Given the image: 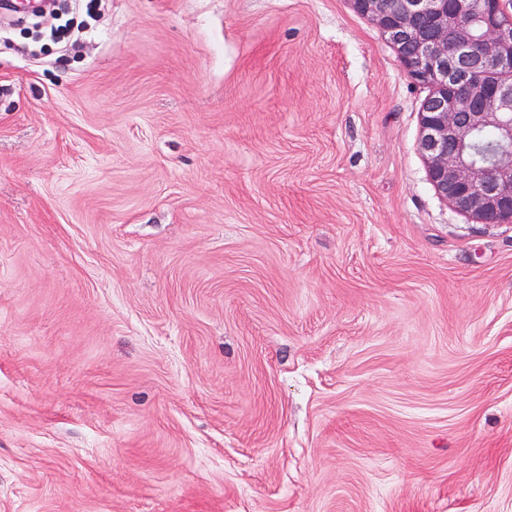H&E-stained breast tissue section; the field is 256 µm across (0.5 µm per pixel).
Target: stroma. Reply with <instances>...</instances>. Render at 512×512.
I'll return each mask as SVG.
<instances>
[{
	"instance_id": "35a3bbf8",
	"label": "stroma",
	"mask_w": 512,
	"mask_h": 512,
	"mask_svg": "<svg viewBox=\"0 0 512 512\" xmlns=\"http://www.w3.org/2000/svg\"><path fill=\"white\" fill-rule=\"evenodd\" d=\"M67 21L0 10V512H512V224L379 29Z\"/></svg>"
}]
</instances>
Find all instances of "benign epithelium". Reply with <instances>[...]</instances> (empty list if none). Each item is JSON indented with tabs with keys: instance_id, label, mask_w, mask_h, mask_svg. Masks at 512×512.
I'll return each instance as SVG.
<instances>
[{
	"instance_id": "obj_1",
	"label": "benign epithelium",
	"mask_w": 512,
	"mask_h": 512,
	"mask_svg": "<svg viewBox=\"0 0 512 512\" xmlns=\"http://www.w3.org/2000/svg\"><path fill=\"white\" fill-rule=\"evenodd\" d=\"M398 53L409 77L425 86L418 152L436 195L485 224L512 223V0H349ZM494 130L498 150L478 163L471 147Z\"/></svg>"
}]
</instances>
